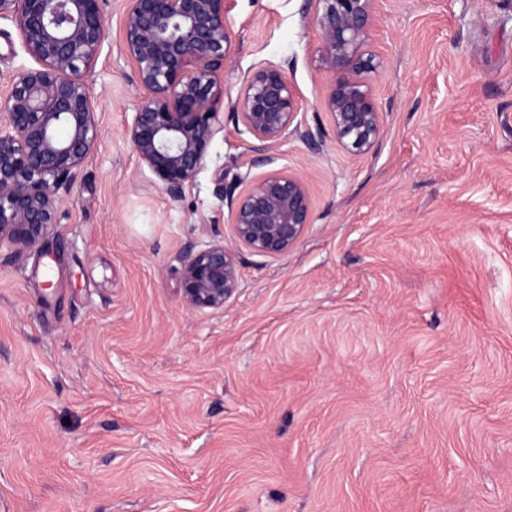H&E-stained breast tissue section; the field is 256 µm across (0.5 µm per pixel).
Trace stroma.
<instances>
[{"instance_id":"obj_1","label":"stroma","mask_w":512,"mask_h":512,"mask_svg":"<svg viewBox=\"0 0 512 512\" xmlns=\"http://www.w3.org/2000/svg\"><path fill=\"white\" fill-rule=\"evenodd\" d=\"M126 7L102 2L100 136L48 252L0 262V512H512V10L384 0L357 157L305 0H235L224 130L175 200L125 137ZM31 63L0 19V95ZM267 64L301 106L268 153L312 201L280 258L222 199L262 173L234 104ZM213 239L239 288L193 310L180 271Z\"/></svg>"}]
</instances>
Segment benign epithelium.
Returning <instances> with one entry per match:
<instances>
[{
    "instance_id": "1",
    "label": "benign epithelium",
    "mask_w": 512,
    "mask_h": 512,
    "mask_svg": "<svg viewBox=\"0 0 512 512\" xmlns=\"http://www.w3.org/2000/svg\"><path fill=\"white\" fill-rule=\"evenodd\" d=\"M102 0H0V18L16 21L34 65L11 81L0 114V250L39 252L55 224L62 193L94 147L99 127L88 82L105 40ZM233 0H128L125 55L140 100L127 139L139 163L174 199L203 167L224 130V64L233 53L226 16ZM319 30L318 64L331 76L321 105L336 140L363 155L382 132V112L364 52L377 0H308ZM246 131L265 151L298 129L299 99L282 70L257 68L236 102ZM67 136H58L60 128ZM235 238L253 253L279 257L311 223L312 203L299 174L275 171L229 197ZM182 298L195 310H222L236 293L235 254L213 240L191 248L181 269Z\"/></svg>"
}]
</instances>
